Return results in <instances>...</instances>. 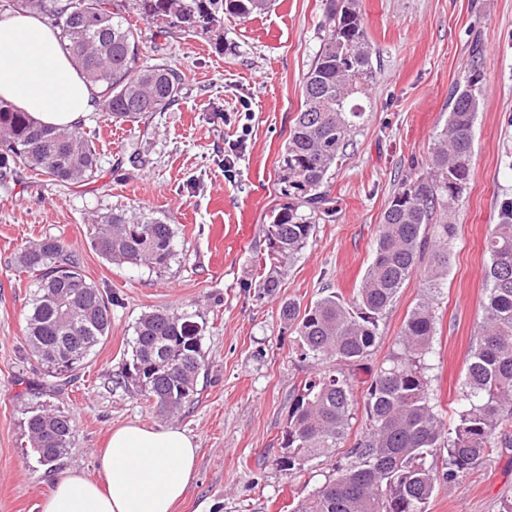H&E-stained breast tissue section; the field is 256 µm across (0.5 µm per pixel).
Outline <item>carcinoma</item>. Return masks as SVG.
<instances>
[{"label":"carcinoma","instance_id":"1","mask_svg":"<svg viewBox=\"0 0 512 512\" xmlns=\"http://www.w3.org/2000/svg\"><path fill=\"white\" fill-rule=\"evenodd\" d=\"M272 0H131L143 18L166 19L163 32L208 31L224 15L260 16ZM328 27L304 78L303 105L292 120L283 152V202L263 225L266 249L256 259L258 288L270 294L287 262L306 248L316 224L334 217L325 184L346 155L367 103L347 75L372 83L376 52L357 0H325ZM8 7L36 11L59 30L77 71L97 89L100 110L115 123H137L180 98L186 75L166 64L143 65L140 35L116 0H12ZM480 72L457 83L448 120L426 170L408 175L394 191L378 225L372 261L352 297L329 292L306 306L290 301L282 317L293 328L297 357L321 365L295 388L283 434L282 469L299 472L331 457L357 416L354 371L370 355L379 324L398 290L422 263L424 293L406 319L392 350L373 374L363 401L366 431L344 453L324 482L301 497L294 512H426L438 483H451L480 467L512 427V197L498 205V223L486 238L483 318L467 362L456 418L445 426L430 397L429 359L436 317L432 290L448 273V245L456 225L448 210L468 187L473 127L480 105ZM13 166L40 172L61 185L95 177L93 142L79 127L43 125L0 101V171ZM93 246L108 261L157 271L175 257L170 217L112 208L99 216ZM19 268L35 276L26 317V341L47 374L64 381L83 369L109 334L112 297L82 273L79 258L57 239L19 249ZM79 295L68 312L60 301ZM204 324L186 313L159 309L135 327L125 377L175 415L190 405L203 366ZM30 447L53 467L75 440L71 416L60 410L31 412Z\"/></svg>","mask_w":512,"mask_h":512}]
</instances>
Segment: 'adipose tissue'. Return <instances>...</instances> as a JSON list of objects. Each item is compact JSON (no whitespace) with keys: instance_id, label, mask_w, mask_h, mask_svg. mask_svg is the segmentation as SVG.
<instances>
[{"instance_id":"1","label":"adipose tissue","mask_w":512,"mask_h":512,"mask_svg":"<svg viewBox=\"0 0 512 512\" xmlns=\"http://www.w3.org/2000/svg\"><path fill=\"white\" fill-rule=\"evenodd\" d=\"M0 100L40 123L72 127L98 107L58 34L39 15L0 19ZM101 480L72 471L57 479L42 512H173L197 465V446L175 427L125 425L100 452Z\"/></svg>"}]
</instances>
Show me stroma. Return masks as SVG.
<instances>
[{"label":"stroma","mask_w":512,"mask_h":512,"mask_svg":"<svg viewBox=\"0 0 512 512\" xmlns=\"http://www.w3.org/2000/svg\"><path fill=\"white\" fill-rule=\"evenodd\" d=\"M358 4L381 60L370 107L326 187L335 216L317 224L274 293L256 288L255 260L265 249L262 226L279 202L282 148L303 102V77L327 23L323 0H275L264 15H228L213 32L169 36L127 10L142 60L186 74L180 100L135 124L91 113L82 128L97 152L93 180L62 187L22 170L0 180V512H41L54 481L70 471L101 479L98 450L128 423L176 427L197 444L196 470L174 512H291L319 486L334 459L297 473L278 465L292 392L315 370L298 360L281 308L309 304L326 288L353 295L389 197L406 175L425 170L453 87L477 68L472 176L454 206L457 233L448 276L435 292L428 372L442 421H454L483 316L486 237L500 200L512 196V0ZM114 207L171 217L176 257L165 272L112 263L93 248L95 215ZM243 222L254 230L240 243L234 227ZM44 237L63 242L87 280L118 298L107 338L59 390L25 342L34 287L14 263L22 245ZM423 277L416 270L381 320L354 382L356 398L417 304ZM161 308L205 325L194 402L174 416L159 413L121 377L139 318ZM38 409L63 410L77 427L71 451L53 470L29 445L25 421ZM510 500L512 447H502L455 483L438 484L427 512H501Z\"/></svg>","instance_id":"obj_1"}]
</instances>
